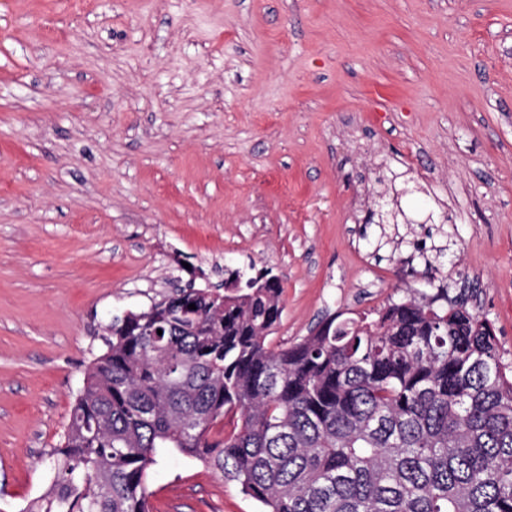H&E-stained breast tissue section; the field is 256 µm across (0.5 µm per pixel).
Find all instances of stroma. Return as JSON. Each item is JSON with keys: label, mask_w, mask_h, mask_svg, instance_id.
<instances>
[{"label": "stroma", "mask_w": 512, "mask_h": 512, "mask_svg": "<svg viewBox=\"0 0 512 512\" xmlns=\"http://www.w3.org/2000/svg\"><path fill=\"white\" fill-rule=\"evenodd\" d=\"M251 264L270 348L444 287L512 360V0H0V512L113 317ZM148 486L262 509L176 451Z\"/></svg>", "instance_id": "obj_1"}]
</instances>
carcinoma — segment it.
<instances>
[{"label": "carcinoma", "instance_id": "1", "mask_svg": "<svg viewBox=\"0 0 512 512\" xmlns=\"http://www.w3.org/2000/svg\"><path fill=\"white\" fill-rule=\"evenodd\" d=\"M282 293L252 266L113 319L25 512H150L169 448L264 512H512V364L468 298L406 290L274 350Z\"/></svg>", "mask_w": 512, "mask_h": 512}]
</instances>
